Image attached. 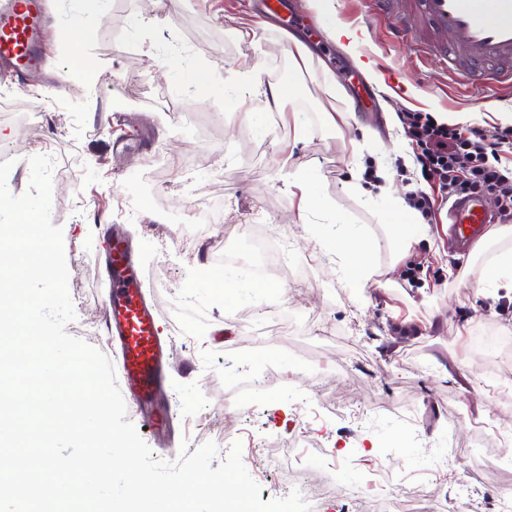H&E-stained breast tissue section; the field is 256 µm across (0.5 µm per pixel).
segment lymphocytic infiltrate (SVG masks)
<instances>
[{
    "instance_id": "obj_1",
    "label": "lymphocytic infiltrate",
    "mask_w": 512,
    "mask_h": 512,
    "mask_svg": "<svg viewBox=\"0 0 512 512\" xmlns=\"http://www.w3.org/2000/svg\"><path fill=\"white\" fill-rule=\"evenodd\" d=\"M404 133L415 142L416 163L425 189L406 193V205L428 222L435 221L438 198L459 197L487 191L500 200L498 221L512 223V167L503 165L494 142H505L511 133L438 122L428 112L400 116Z\"/></svg>"
}]
</instances>
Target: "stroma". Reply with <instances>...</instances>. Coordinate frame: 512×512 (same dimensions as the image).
<instances>
[{"label":"stroma","mask_w":512,"mask_h":512,"mask_svg":"<svg viewBox=\"0 0 512 512\" xmlns=\"http://www.w3.org/2000/svg\"><path fill=\"white\" fill-rule=\"evenodd\" d=\"M288 2L308 28L286 31L255 0H105L98 13L91 0H44L42 67L0 73V153L14 162L7 186L16 196L29 188L30 157L62 164L52 175V221L63 230L76 314L66 331L112 352L110 288L98 270L107 249L101 227L118 225L135 245L171 345L172 445L161 446L135 407L127 409L155 458L174 462L181 449L213 441L222 459L241 441L243 463L269 502L287 496L290 480L269 456L303 430L309 453L332 450L328 469L341 475L320 512H360L349 488L380 497L392 485L437 490L443 503L464 501L470 512H505L512 288L478 291L494 253H451L447 210L407 247L393 233L403 216L348 185L371 165L386 168L391 192L401 190L398 168L415 147L400 113L500 128L512 91L458 85L437 56L420 61L391 43L385 25L360 33L362 0ZM331 19L352 38L330 37ZM299 43L309 51L302 69L293 59ZM377 57L393 82L375 69ZM80 58L94 71L84 86L73 80ZM296 72L300 95L269 113L256 134L246 115L261 110L260 89ZM332 113L343 121L330 123ZM306 169L343 225L298 214L288 184ZM212 206L220 217L201 221ZM349 230L371 243L364 258L377 274L362 287L354 258L335 244ZM257 231L290 243L299 283L276 277L237 302L210 293L209 244L232 249ZM292 310L302 316L293 326ZM233 359L268 378L244 419L225 406ZM344 401L363 408L365 419L334 413ZM399 435L405 443L390 447Z\"/></svg>","instance_id":"1"}]
</instances>
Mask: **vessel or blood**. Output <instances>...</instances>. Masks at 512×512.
Returning a JSON list of instances; mask_svg holds the SVG:
<instances>
[{"instance_id":"b4317fda","label":"vessel or blood","mask_w":512,"mask_h":512,"mask_svg":"<svg viewBox=\"0 0 512 512\" xmlns=\"http://www.w3.org/2000/svg\"><path fill=\"white\" fill-rule=\"evenodd\" d=\"M40 0H9L0 10V63L18 69L40 62L44 54ZM386 20L391 39L411 45L417 56L439 55L458 82L493 81L512 88V0H366L362 25ZM426 33L419 41L418 33ZM489 216L479 198L453 201L448 236L464 251L484 232ZM111 293L106 302V331L116 345L126 398L152 404L145 423L151 432H168L172 414L153 402L162 389L165 347L156 317L146 302L143 274L132 249L113 234L105 265Z\"/></svg>"}]
</instances>
